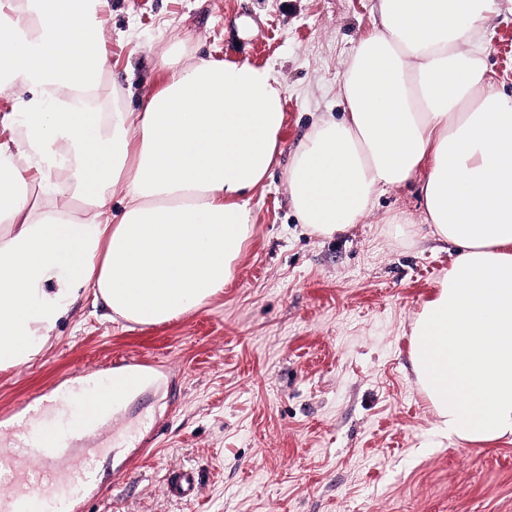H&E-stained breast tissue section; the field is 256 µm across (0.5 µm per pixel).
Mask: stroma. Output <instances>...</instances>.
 I'll return each instance as SVG.
<instances>
[{"label":"stroma","mask_w":512,"mask_h":512,"mask_svg":"<svg viewBox=\"0 0 512 512\" xmlns=\"http://www.w3.org/2000/svg\"><path fill=\"white\" fill-rule=\"evenodd\" d=\"M484 29L489 71L512 95V0ZM104 105L138 107L187 51L269 66L287 89L282 149L249 201L251 238L204 307L154 325L108 316L92 293L30 363L0 370V412L95 375L114 357H155L125 400L114 441L95 437L83 512H512V438L442 432L410 360L415 315L451 266L421 232L416 183L375 196L360 223L310 233L287 168L312 124L339 112L347 62L380 21L379 0H109ZM252 30L240 37L237 22ZM402 216L388 223L389 214ZM200 472L196 499L169 498L171 468Z\"/></svg>","instance_id":"obj_1"}]
</instances>
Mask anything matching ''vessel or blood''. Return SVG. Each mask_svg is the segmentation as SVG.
Wrapping results in <instances>:
<instances>
[{"instance_id":"vessel-or-blood-1","label":"vessel or blood","mask_w":512,"mask_h":512,"mask_svg":"<svg viewBox=\"0 0 512 512\" xmlns=\"http://www.w3.org/2000/svg\"><path fill=\"white\" fill-rule=\"evenodd\" d=\"M138 387L137 381L128 377L127 370H113L110 378L93 384L97 397L90 414L78 413L84 397L81 393H69L40 403L39 412L28 413L25 427L16 438L27 464L36 466L37 483H30L28 476H15L9 488L0 491V512H31L34 498H41L45 512H80L81 494L88 480L89 457H76L77 445L99 430L110 426L122 401ZM74 408L75 414L52 438H45L40 420L43 414L59 409ZM71 458L67 471H60L63 458ZM200 489L198 474L181 468L170 470L165 491L174 499L192 500Z\"/></svg>"}]
</instances>
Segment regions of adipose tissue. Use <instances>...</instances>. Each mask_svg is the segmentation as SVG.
Instances as JSON below:
<instances>
[{"mask_svg":"<svg viewBox=\"0 0 512 512\" xmlns=\"http://www.w3.org/2000/svg\"><path fill=\"white\" fill-rule=\"evenodd\" d=\"M108 0H0V369L32 361L91 291L151 325L207 304L252 232L250 193L280 152L273 69L164 51L162 87L105 112ZM497 0H380L341 84L287 171L301 224L332 236L378 191L420 178L456 258L415 318L411 362L443 432L512 436V96L490 75ZM126 204L110 208L113 188Z\"/></svg>","mask_w":512,"mask_h":512,"instance_id":"ef3b65f1","label":"adipose tissue"}]
</instances>
